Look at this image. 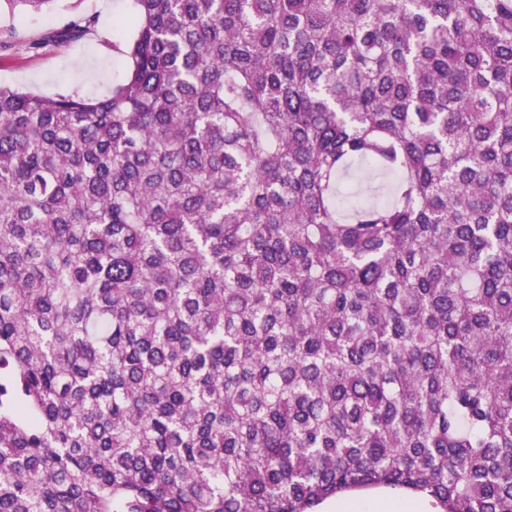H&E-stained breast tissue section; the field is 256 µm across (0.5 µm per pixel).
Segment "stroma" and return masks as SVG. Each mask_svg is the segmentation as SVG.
Masks as SVG:
<instances>
[{
	"label": "stroma",
	"instance_id": "stroma-1",
	"mask_svg": "<svg viewBox=\"0 0 512 512\" xmlns=\"http://www.w3.org/2000/svg\"><path fill=\"white\" fill-rule=\"evenodd\" d=\"M128 10V0H58L52 10L15 18L0 14V27L20 24L27 36L35 37L50 27L63 26L72 14L94 13L99 17L97 35L55 50L34 53L17 48L0 57V84L41 96L73 90L85 96H104L123 59L107 47L112 29Z\"/></svg>",
	"mask_w": 512,
	"mask_h": 512
}]
</instances>
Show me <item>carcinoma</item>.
<instances>
[{"mask_svg":"<svg viewBox=\"0 0 512 512\" xmlns=\"http://www.w3.org/2000/svg\"><path fill=\"white\" fill-rule=\"evenodd\" d=\"M112 48L0 86V512H512V0H130ZM420 495L387 494L373 498L346 495L322 507L321 512H430Z\"/></svg>","mask_w":512,"mask_h":512,"instance_id":"1","label":"carcinoma"}]
</instances>
